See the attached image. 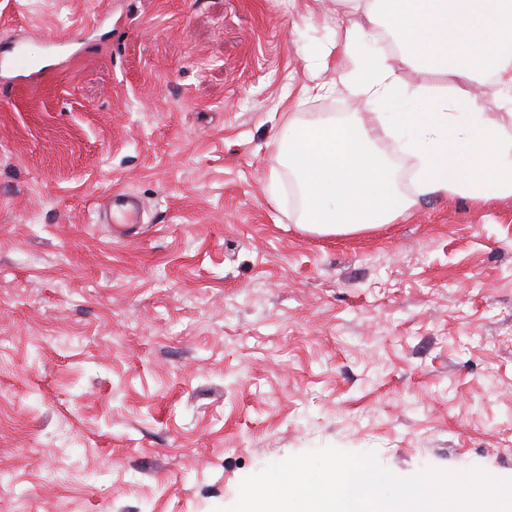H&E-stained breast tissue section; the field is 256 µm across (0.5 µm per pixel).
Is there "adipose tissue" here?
Wrapping results in <instances>:
<instances>
[{
  "label": "adipose tissue",
  "mask_w": 512,
  "mask_h": 512,
  "mask_svg": "<svg viewBox=\"0 0 512 512\" xmlns=\"http://www.w3.org/2000/svg\"><path fill=\"white\" fill-rule=\"evenodd\" d=\"M362 14L314 69L347 62L336 91L365 120L305 124L288 115V169L302 199L301 224L320 234L355 233L392 223L425 196L512 197V0H362ZM385 19L408 62L464 79V86L410 88L384 52L364 53L365 39ZM487 84L495 118L478 104ZM392 136L416 161L413 193L400 189L378 149Z\"/></svg>",
  "instance_id": "obj_1"
}]
</instances>
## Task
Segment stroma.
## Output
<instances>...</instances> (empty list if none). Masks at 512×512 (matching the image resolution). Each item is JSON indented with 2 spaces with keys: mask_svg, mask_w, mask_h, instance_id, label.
Wrapping results in <instances>:
<instances>
[{
  "mask_svg": "<svg viewBox=\"0 0 512 512\" xmlns=\"http://www.w3.org/2000/svg\"><path fill=\"white\" fill-rule=\"evenodd\" d=\"M353 0H0V512H212L332 445L512 477V199L300 224L274 140ZM82 34L70 60L46 53ZM123 189L141 223L111 241ZM38 68L39 64L27 57L25 52L18 51L4 66V70L12 75L11 77L7 78V80H4V82L7 84H14L17 81L22 82L27 80L35 73L42 70V68L36 70Z\"/></svg>",
  "mask_w": 512,
  "mask_h": 512,
  "instance_id": "35a3bbf8",
  "label": "stroma"
}]
</instances>
